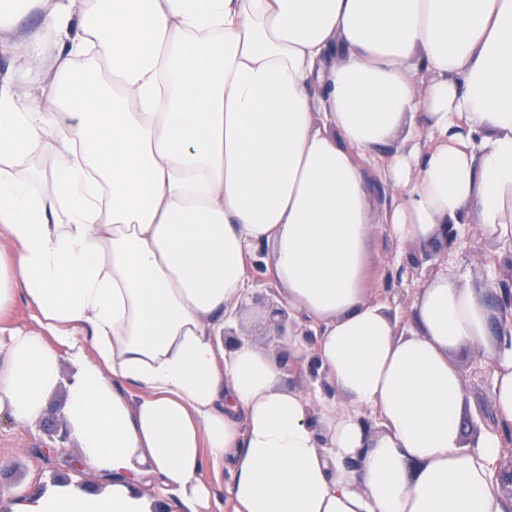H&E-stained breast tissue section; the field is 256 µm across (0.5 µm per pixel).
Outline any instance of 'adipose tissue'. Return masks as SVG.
<instances>
[{
  "label": "adipose tissue",
  "mask_w": 512,
  "mask_h": 512,
  "mask_svg": "<svg viewBox=\"0 0 512 512\" xmlns=\"http://www.w3.org/2000/svg\"><path fill=\"white\" fill-rule=\"evenodd\" d=\"M24 2L46 26L13 45H49L54 74L0 82V409L37 419L68 353L67 422L105 486L0 489V512H223L222 464L232 512H512L499 431L461 442L455 358L496 360L512 427V327L444 273L407 329L365 288L379 222L426 243L471 220L512 250V0ZM399 138L378 217L359 159ZM31 149L57 156L68 223L13 175ZM262 243L333 398L283 384L296 336L224 341ZM20 297L38 332L9 321Z\"/></svg>",
  "instance_id": "obj_1"
}]
</instances>
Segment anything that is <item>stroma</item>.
I'll list each match as a JSON object with an SVG mask.
<instances>
[{
  "instance_id": "stroma-1",
  "label": "stroma",
  "mask_w": 512,
  "mask_h": 512,
  "mask_svg": "<svg viewBox=\"0 0 512 512\" xmlns=\"http://www.w3.org/2000/svg\"><path fill=\"white\" fill-rule=\"evenodd\" d=\"M50 47L23 51H0V76L31 83L50 69ZM458 239L449 259L425 257L421 248L401 244L386 227H378L369 241V296L407 311L417 286L428 276L447 271L460 282L511 283L512 253L482 237L473 224L457 227ZM457 360L465 379V419L462 442H469L475 429L486 427L495 411L493 403L495 364L483 355L463 350ZM74 366L68 355H60L59 380L45 397L36 420L21 423L0 413V488L24 487L40 493L67 478L87 489H101L98 472L85 464L79 443L71 432L53 427L64 417Z\"/></svg>"
}]
</instances>
